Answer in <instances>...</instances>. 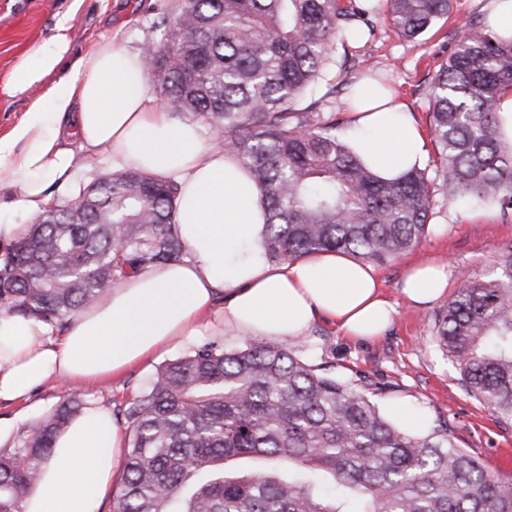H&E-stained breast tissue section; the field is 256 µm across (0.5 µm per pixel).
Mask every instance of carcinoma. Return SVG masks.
Masks as SVG:
<instances>
[{
	"label": "carcinoma",
	"mask_w": 512,
	"mask_h": 512,
	"mask_svg": "<svg viewBox=\"0 0 512 512\" xmlns=\"http://www.w3.org/2000/svg\"><path fill=\"white\" fill-rule=\"evenodd\" d=\"M414 40L453 0H385ZM376 0H174L151 28L147 71L175 116L201 120L257 185L270 259L333 250L385 264L429 232L437 195L512 210V37L481 20L456 34L432 77L433 167L380 177L313 98L333 48L374 32ZM179 184L112 173L47 208L0 267V310L59 328L129 276L186 256ZM466 391L512 422V253L436 314ZM70 389L16 448L0 450V512H21L81 411ZM128 448L113 512H512V485L459 447L445 422L425 435L391 423L303 341L247 338L193 348L152 374L124 411Z\"/></svg>",
	"instance_id": "1"
}]
</instances>
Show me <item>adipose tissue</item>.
<instances>
[{"label": "adipose tissue", "mask_w": 512, "mask_h": 512, "mask_svg": "<svg viewBox=\"0 0 512 512\" xmlns=\"http://www.w3.org/2000/svg\"><path fill=\"white\" fill-rule=\"evenodd\" d=\"M70 54L62 21L9 87L25 93L69 65L0 136V217L39 216L52 190L76 188L81 173L104 160L116 172L137 168L178 182L175 222L188 256L128 278L68 316L60 331L0 311V405L28 400L52 378L109 380L204 329L283 341L308 336L320 319L352 339L372 340L391 327L396 310L373 265L335 252L269 259L256 184L234 157L205 143L199 122L153 106L141 54L109 39L94 45L90 63ZM349 109L345 135L377 174L393 179L425 166L426 139L393 90L360 79ZM448 281L447 265L414 262L401 293L425 305L444 296ZM124 444L111 410L89 405L58 434L57 453L21 512H99L112 496Z\"/></svg>", "instance_id": "obj_1"}]
</instances>
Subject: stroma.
Masks as SVG:
<instances>
[{"mask_svg": "<svg viewBox=\"0 0 512 512\" xmlns=\"http://www.w3.org/2000/svg\"><path fill=\"white\" fill-rule=\"evenodd\" d=\"M169 0H0V135L22 120L33 98L44 95L46 85L13 95L8 87L20 62L34 50L50 44L61 19H68L73 58L88 57L100 36L112 37L121 48L140 52L154 39L152 22ZM492 0H453L451 18L441 29L430 30L409 41L387 21H377L372 37L336 48L330 79L342 82L330 111L347 119L346 90L371 74L386 78L406 103L415 122L428 124L431 77L454 49L453 34L471 20L487 17ZM360 64L345 65L346 56ZM512 247V212L502 213L491 204L462 205L438 197L432 227L422 242L378 271L396 315L388 332L374 341H354L328 322H318L308 336L315 361L333 364L337 374L361 379L374 391L381 414L392 401L404 402L422 412L428 425L446 422L459 447L486 462L488 473L512 483V470H496L489 464L498 449H512V424L498 422L493 412L464 390L453 359L439 345L435 315L443 301L428 306L409 304L400 293V281L411 261L429 258L450 264L452 274L445 298H453L467 281L490 272L505 249ZM215 340L224 347L241 345L232 333L214 337L203 334L172 343L161 354L128 370L106 385H86L88 399L119 409L139 397L145 381L164 362L185 355L192 347ZM65 384L51 380L34 392L29 401L0 405V418L14 422V437L32 426L61 401Z\"/></svg>", "mask_w": 512, "mask_h": 512, "instance_id": "stroma-1", "label": "stroma"}]
</instances>
